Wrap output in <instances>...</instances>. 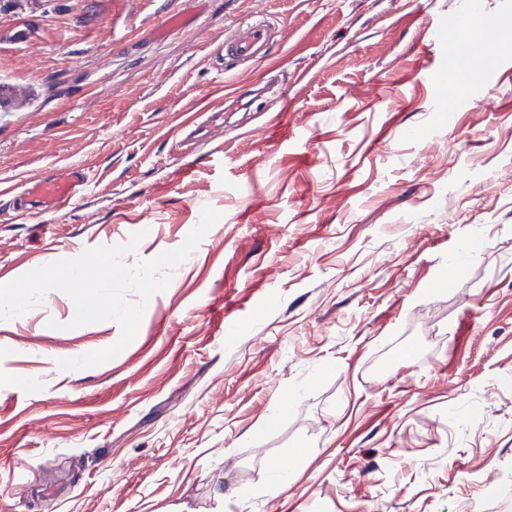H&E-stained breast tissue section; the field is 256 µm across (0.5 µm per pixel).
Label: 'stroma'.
Instances as JSON below:
<instances>
[{
    "instance_id": "1",
    "label": "stroma",
    "mask_w": 512,
    "mask_h": 512,
    "mask_svg": "<svg viewBox=\"0 0 512 512\" xmlns=\"http://www.w3.org/2000/svg\"><path fill=\"white\" fill-rule=\"evenodd\" d=\"M467 9L0 10V189L87 174L60 212L0 197V283L141 230L149 260L222 214L110 361L59 370L121 333L66 329L62 292L0 321V512H492L512 481V49L457 85ZM255 16L269 56L221 72ZM206 111L223 119L181 174Z\"/></svg>"
}]
</instances>
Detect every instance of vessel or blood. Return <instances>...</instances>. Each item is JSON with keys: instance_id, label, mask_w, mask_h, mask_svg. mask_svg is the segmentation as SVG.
Returning a JSON list of instances; mask_svg holds the SVG:
<instances>
[{"instance_id": "b4317fda", "label": "vessel or blood", "mask_w": 512, "mask_h": 512, "mask_svg": "<svg viewBox=\"0 0 512 512\" xmlns=\"http://www.w3.org/2000/svg\"><path fill=\"white\" fill-rule=\"evenodd\" d=\"M273 26L263 19L237 23L220 51L221 58L236 64H254L264 59L271 45ZM83 166L71 165L55 173L24 181L18 192L27 214L57 212L70 207L86 182Z\"/></svg>"}]
</instances>
